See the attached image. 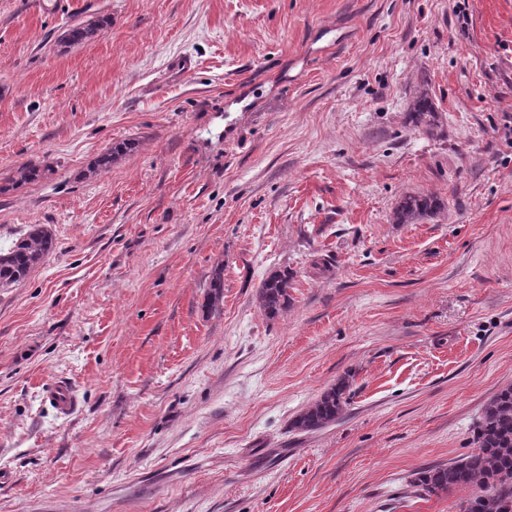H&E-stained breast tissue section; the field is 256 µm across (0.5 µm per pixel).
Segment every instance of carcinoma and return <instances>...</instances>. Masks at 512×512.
Listing matches in <instances>:
<instances>
[{
  "mask_svg": "<svg viewBox=\"0 0 512 512\" xmlns=\"http://www.w3.org/2000/svg\"><path fill=\"white\" fill-rule=\"evenodd\" d=\"M112 25V19L98 18L66 29L60 42L71 46L90 42ZM408 119L416 126L435 125L436 115L426 93H420L411 106ZM135 143L122 140L99 156L90 173L108 170L112 163L134 151ZM52 173L33 161L15 165L0 185V193L21 189ZM438 207L427 196L408 195L397 206L395 217L401 224L429 216ZM54 248L53 238L42 224L30 225L6 251L0 250V288L24 283L43 264ZM293 274L274 272L263 280L256 299L263 312L273 318L291 304ZM224 299V265H216L209 276L207 306L218 309ZM347 384L342 381L321 394L292 421L301 433H314L336 422L349 404ZM477 449L447 465L426 467L415 474L411 486L419 496H432L452 489H471L472 496L462 504V512H512V385L501 388L488 402L476 437Z\"/></svg>",
  "mask_w": 512,
  "mask_h": 512,
  "instance_id": "obj_1",
  "label": "carcinoma"
}]
</instances>
